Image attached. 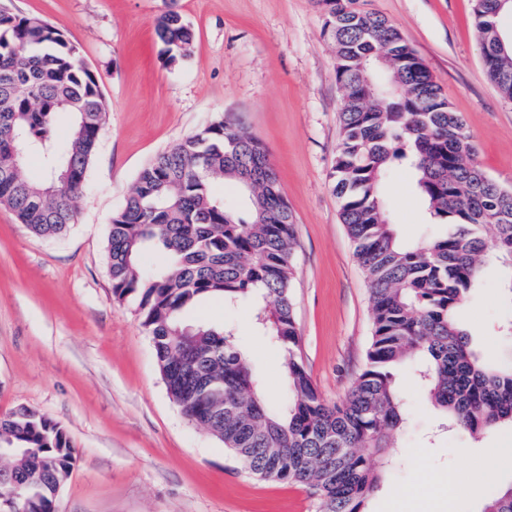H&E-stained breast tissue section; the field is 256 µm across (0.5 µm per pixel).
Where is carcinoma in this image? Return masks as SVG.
Wrapping results in <instances>:
<instances>
[{
    "label": "carcinoma",
    "mask_w": 512,
    "mask_h": 512,
    "mask_svg": "<svg viewBox=\"0 0 512 512\" xmlns=\"http://www.w3.org/2000/svg\"><path fill=\"white\" fill-rule=\"evenodd\" d=\"M315 5L343 88L333 190L372 317L365 367L347 397L324 400L303 364L291 301L295 221L274 169L249 185L240 178L242 165L267 153L250 133L217 118L157 153L112 215L108 265L115 298L140 297L167 392L189 421L250 475L308 486L316 512H366L405 423L401 367H415L430 405L470 437L512 429V358L483 361L455 318L490 264L507 271L512 301V190L474 162L462 117L387 18L358 0ZM505 14L499 0H474L486 75L512 102V49L495 48ZM155 30L168 61L188 57L192 32L179 12L162 13ZM105 117L79 48L44 19L0 5V206L33 235L60 240L75 223ZM17 151L39 160L42 179L14 168ZM396 164L411 172L429 223L450 227L446 235L398 239L383 198ZM223 185L237 190L240 207L225 205ZM211 299L247 306L256 334L283 352L285 406L266 400L231 327L186 330L184 313ZM0 455L13 463L0 468V495L16 494V512H52L76 459L65 430L19 409L0 418ZM481 512H512V486Z\"/></svg>",
    "instance_id": "obj_1"
}]
</instances>
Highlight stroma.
Returning a JSON list of instances; mask_svg holds the SVG:
<instances>
[{"instance_id": "1", "label": "stroma", "mask_w": 512, "mask_h": 512, "mask_svg": "<svg viewBox=\"0 0 512 512\" xmlns=\"http://www.w3.org/2000/svg\"><path fill=\"white\" fill-rule=\"evenodd\" d=\"M50 22L78 46L100 77L108 104L77 221L46 240L0 206V416L33 409L61 425L76 461L53 512H315L301 484L262 481L223 444L183 416L169 397L143 325L139 300L116 299L108 270L112 215L140 169L158 152L216 118L266 148L295 224L292 301L301 355L321 396L342 401L361 371L372 324L368 282L339 214L330 172L340 141L335 51L313 0H0ZM388 18L429 68L473 136L475 161L512 189V103L484 72L474 0H362ZM174 6L193 31L187 59L168 61L155 22ZM412 175L394 168L385 206L408 242L446 233L427 222ZM187 323L232 324L264 381L284 397L283 353L258 339L250 313L218 300ZM457 319L489 361L507 354L512 301L488 266ZM409 428L399 435L396 471L368 502L390 512L387 490L442 512H479L480 500L440 485L485 469V451L512 448V430L475 440L437 428L413 376L401 371ZM482 498L512 482V463L485 469Z\"/></svg>"}]
</instances>
